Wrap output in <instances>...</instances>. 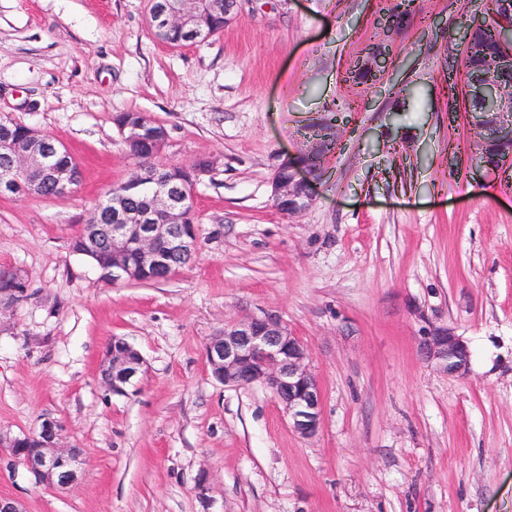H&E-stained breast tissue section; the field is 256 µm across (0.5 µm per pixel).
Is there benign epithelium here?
Masks as SVG:
<instances>
[{"instance_id": "7a95c632", "label": "benign epithelium", "mask_w": 512, "mask_h": 512, "mask_svg": "<svg viewBox=\"0 0 512 512\" xmlns=\"http://www.w3.org/2000/svg\"><path fill=\"white\" fill-rule=\"evenodd\" d=\"M151 10L155 33L164 37L176 32L187 41L210 36L215 14L212 0H153ZM500 24L497 58L501 77L490 80L473 75L466 86L469 116L483 131L481 157L512 158V0H496ZM127 147L146 146L156 155L166 130L144 113L128 112L117 123ZM67 149L50 143L45 134L28 127L24 136L0 137V154L10 166L0 172V194L29 190L42 185L56 189V197L67 196L80 181L77 163L63 164L59 156ZM212 170V162L201 157L190 170L189 179L176 172L164 174L141 171L139 181L108 203L107 213L93 211L81 234L74 239L76 251L91 255L107 247L110 267L104 275L114 281L133 282L151 272H174L173 260L193 259L198 227L193 224L194 186ZM152 191L147 204L139 209L127 203L128 193L140 183ZM276 206L289 216L306 210L313 200L310 183L299 174V166L286 161L273 179ZM421 359L453 376L469 369L471 350L462 337L446 326L426 321L418 336ZM205 358L212 377L231 387L260 384L268 387L288 414L292 430L303 438L316 436L322 424V393L308 364L304 343L274 315L249 317L218 331L205 345ZM144 360L124 338L112 337L100 362L101 383L111 394L126 395L143 372ZM0 447L9 452L13 464L22 467L38 485L67 490L80 479L84 460L81 452L61 444L57 421L46 419L40 430L19 436L0 433Z\"/></svg>"}]
</instances>
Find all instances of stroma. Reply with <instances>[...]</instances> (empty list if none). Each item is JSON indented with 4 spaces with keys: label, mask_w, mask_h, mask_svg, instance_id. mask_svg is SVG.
I'll list each match as a JSON object with an SVG mask.
<instances>
[{
    "label": "stroma",
    "mask_w": 512,
    "mask_h": 512,
    "mask_svg": "<svg viewBox=\"0 0 512 512\" xmlns=\"http://www.w3.org/2000/svg\"><path fill=\"white\" fill-rule=\"evenodd\" d=\"M395 3L240 0L223 32L172 47L149 0H0V116L81 169L66 198L0 196V270L31 294L0 318V432L50 418L86 459L62 491L0 450L1 495L26 512H512V178L475 168L480 131L448 109L484 4L416 0L390 32ZM383 41L390 65L365 78ZM124 112L166 129L159 163L213 162L196 258L164 282L104 279L71 247L135 167ZM313 153L315 198L285 215L274 175ZM267 313L307 346L316 437L266 387L210 374L207 339ZM425 318L468 342L467 376L421 359ZM115 336L145 361L132 395L100 385Z\"/></svg>",
    "instance_id": "1"
}]
</instances>
